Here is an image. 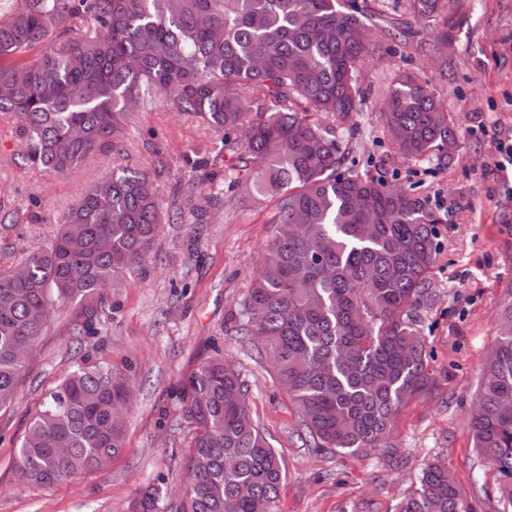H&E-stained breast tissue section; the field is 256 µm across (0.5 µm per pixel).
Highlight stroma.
<instances>
[{"mask_svg": "<svg viewBox=\"0 0 512 512\" xmlns=\"http://www.w3.org/2000/svg\"><path fill=\"white\" fill-rule=\"evenodd\" d=\"M367 15L369 51L359 71L366 108L355 126L338 128L348 167L382 179L438 213L440 251L434 301L420 312L434 393L400 411L395 458L305 447L300 419L259 345L233 336L228 315L242 301L271 238L276 201L248 195L244 173L222 168L224 207L203 224H162L158 256L109 288L90 334L74 332L89 301L52 316L9 410L0 413V512H128L154 484L178 500L194 431L178 421L183 381L220 355L248 386L253 417L281 454L286 478L276 512H394L413 491L421 466L447 465L473 512H507L494 465L468 429L480 369L512 299V0H457L458 25L445 60L431 48L441 24L415 15L410 0H341ZM404 21V36L386 34ZM429 86L457 128L451 165L403 159L383 133L380 107L395 71ZM215 139L200 119L160 105L136 113L119 159L98 157L63 177L25 165L12 119L0 116V271L44 245L69 209L114 164L144 173L161 204L173 189L202 197L209 184L184 173L187 155ZM107 362L126 376L133 397L124 449L105 470L74 482L40 486L17 476V444L28 414L77 364Z\"/></svg>", "mask_w": 512, "mask_h": 512, "instance_id": "obj_1", "label": "stroma"}]
</instances>
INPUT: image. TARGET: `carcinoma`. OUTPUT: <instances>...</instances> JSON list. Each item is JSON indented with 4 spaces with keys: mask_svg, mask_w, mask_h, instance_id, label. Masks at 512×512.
Masks as SVG:
<instances>
[{
    "mask_svg": "<svg viewBox=\"0 0 512 512\" xmlns=\"http://www.w3.org/2000/svg\"><path fill=\"white\" fill-rule=\"evenodd\" d=\"M447 0H412L440 16ZM363 12L340 0H0V114L15 119L21 158L66 175L125 149L131 107L161 97L213 128L221 147L191 164L210 192L162 207L147 176L117 167L89 186L50 240L0 273V411L14 403L51 313L89 297L150 258L161 225L200 224L224 208L210 155L239 146L233 168L277 199L274 234L228 321L259 336L301 419L305 441L355 455L380 449L403 405L437 387L414 328L432 300L440 217L382 180L345 168L336 128L362 111L356 71ZM383 129L409 158L448 165L456 133L433 91L393 78ZM240 374L213 357L183 384L181 418L195 428L180 504L157 487L131 512H258L276 505L283 461L254 421ZM128 384L82 364L43 398L18 445L20 477L70 482L123 450ZM470 420L474 448L512 506V304L485 360ZM395 512H471L448 467L425 465Z\"/></svg>",
    "mask_w": 512,
    "mask_h": 512,
    "instance_id": "1",
    "label": "carcinoma"
}]
</instances>
